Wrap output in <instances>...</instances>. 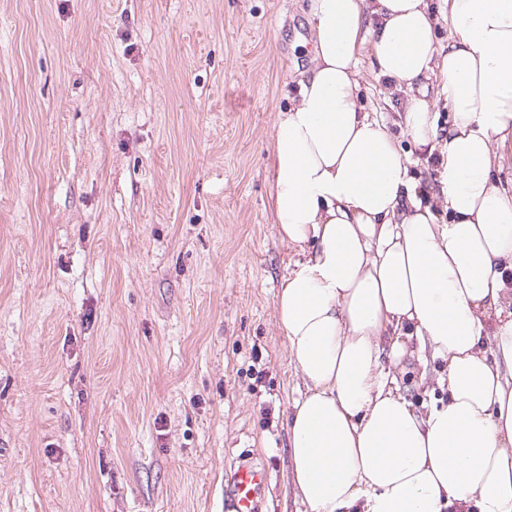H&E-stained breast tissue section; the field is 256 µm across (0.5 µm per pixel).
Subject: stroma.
I'll list each match as a JSON object with an SVG mask.
<instances>
[{"label":"stroma","mask_w":512,"mask_h":512,"mask_svg":"<svg viewBox=\"0 0 512 512\" xmlns=\"http://www.w3.org/2000/svg\"><path fill=\"white\" fill-rule=\"evenodd\" d=\"M308 7L0 0V512H228L240 453L258 512H303L270 144ZM360 68L434 186L405 91ZM269 481V471L249 458H234L224 478V498L231 512H257L259 495Z\"/></svg>","instance_id":"stroma-1"}]
</instances>
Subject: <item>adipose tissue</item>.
I'll return each mask as SVG.
<instances>
[{
    "label": "adipose tissue",
    "mask_w": 512,
    "mask_h": 512,
    "mask_svg": "<svg viewBox=\"0 0 512 512\" xmlns=\"http://www.w3.org/2000/svg\"><path fill=\"white\" fill-rule=\"evenodd\" d=\"M311 65L273 126L274 222L303 253L275 315L305 383L287 425L305 512H512V0H310ZM452 29L434 37L438 20ZM409 91L436 203L360 102L359 57ZM443 79L439 125L426 79ZM447 367L416 412L396 368Z\"/></svg>",
    "instance_id": "adipose-tissue-1"
}]
</instances>
